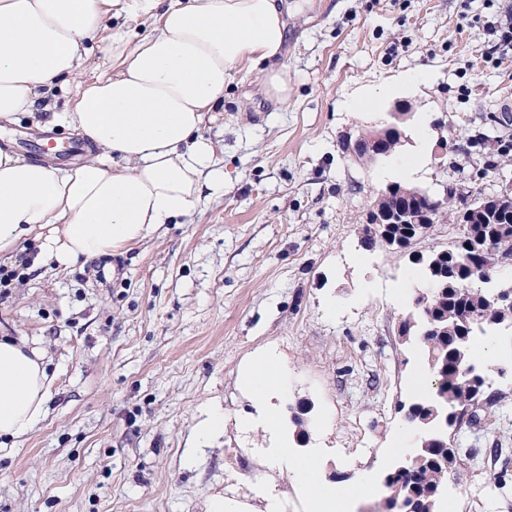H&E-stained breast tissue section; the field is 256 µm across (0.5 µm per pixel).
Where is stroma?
<instances>
[{"label":"stroma","mask_w":512,"mask_h":512,"mask_svg":"<svg viewBox=\"0 0 512 512\" xmlns=\"http://www.w3.org/2000/svg\"><path fill=\"white\" fill-rule=\"evenodd\" d=\"M512 0H287L286 101L236 73L200 131L224 170V194L122 252L66 270L38 262L35 236L0 256L19 278L0 300V336L43 347L47 415L0 450V512H314L320 490L357 489L411 452L408 405L422 392L421 351L398 333L421 286L410 250L360 243L361 218L395 183L443 197L499 194L512 165L483 173L480 133L512 143V52L488 27ZM412 107L402 146L367 165L343 134ZM74 96H40L0 130V149L66 167L74 140L54 124ZM285 372L275 430L242 385L261 352ZM507 420L472 429L465 448L501 442L512 457V376H492ZM221 433L197 429L213 412ZM307 438H300V430ZM284 448L311 478L274 461ZM448 496L443 512H512L505 493Z\"/></svg>","instance_id":"1"}]
</instances>
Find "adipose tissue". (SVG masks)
<instances>
[{"instance_id": "obj_1", "label": "adipose tissue", "mask_w": 512, "mask_h": 512, "mask_svg": "<svg viewBox=\"0 0 512 512\" xmlns=\"http://www.w3.org/2000/svg\"><path fill=\"white\" fill-rule=\"evenodd\" d=\"M119 8L155 15L152 33L102 32ZM0 0V123L30 111L44 87L73 90L57 113L88 157L51 167L0 150V254L25 237L65 269L108 256L175 223L224 189L200 135L224 104L235 72L257 73L270 97H288L278 61L286 25L280 0ZM103 38L110 76L87 82V43ZM52 379L44 352L0 337V438L28 434L46 413Z\"/></svg>"}]
</instances>
